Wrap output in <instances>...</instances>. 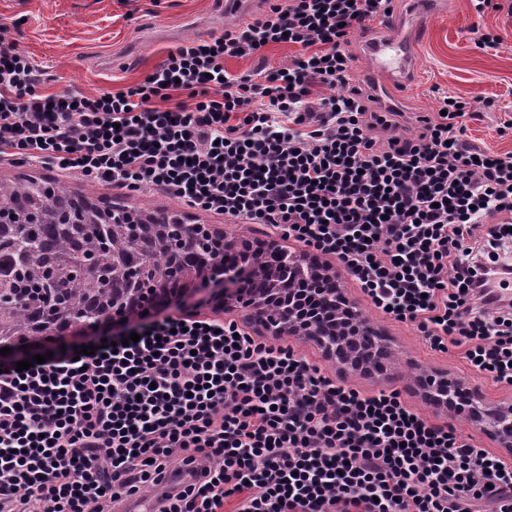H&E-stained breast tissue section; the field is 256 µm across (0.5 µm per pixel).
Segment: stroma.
Segmentation results:
<instances>
[{
	"instance_id": "stroma-1",
	"label": "stroma",
	"mask_w": 512,
	"mask_h": 512,
	"mask_svg": "<svg viewBox=\"0 0 512 512\" xmlns=\"http://www.w3.org/2000/svg\"><path fill=\"white\" fill-rule=\"evenodd\" d=\"M224 2L0 0V23L10 26L21 51L42 67L44 92L96 95L142 81L177 46L188 41L209 40L224 28L249 22L265 10L262 0H254L245 13H228ZM477 23L499 34L502 44L495 49L478 48L469 34L470 27ZM386 32L383 20H374L367 31L355 34L351 47L356 56L353 78L373 91L386 85L387 79L372 70L366 49ZM412 55L414 69L405 94L396 99L380 97L382 107L401 112V124L411 129L418 117L437 111L439 92L466 99L494 100V110L468 122L466 138L484 150L512 153V135L502 136L497 132L500 123L512 118V15L507 10L490 8L480 15L471 0H434L428 28L414 45ZM64 183L70 190L103 197L115 207L142 208L157 215L176 213L189 224H206L250 238L266 236L263 225L237 223L153 194L126 196L75 176L65 178ZM340 286L390 346L392 356L385 372L365 376L351 370L342 371L318 346L298 336L285 337V344L293 346L325 373L343 375L345 381L361 390H400L411 406L432 421L453 426L478 447L493 449L494 444L481 423L436 409L425 400L414 381L415 372L434 370L469 381L459 349L453 347L445 354L433 353L411 325L377 312L348 276H341ZM411 361L416 363V371H409L407 364Z\"/></svg>"
}]
</instances>
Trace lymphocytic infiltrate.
<instances>
[{"instance_id":"f902f5d3","label":"lymphocytic infiltrate","mask_w":512,"mask_h":512,"mask_svg":"<svg viewBox=\"0 0 512 512\" xmlns=\"http://www.w3.org/2000/svg\"><path fill=\"white\" fill-rule=\"evenodd\" d=\"M116 92L43 93L0 25V157L262 224L339 265L389 318L512 388V154L472 147L491 100L440 95L401 134L352 78L354 32L394 0H266ZM296 46L288 64L224 61ZM190 93L192 106L175 103ZM139 341H130V334ZM93 354L47 339L0 362V512H512V465L400 391L364 394L235 321L146 314ZM19 358V359H20ZM187 481L166 482L172 467Z\"/></svg>"}]
</instances>
